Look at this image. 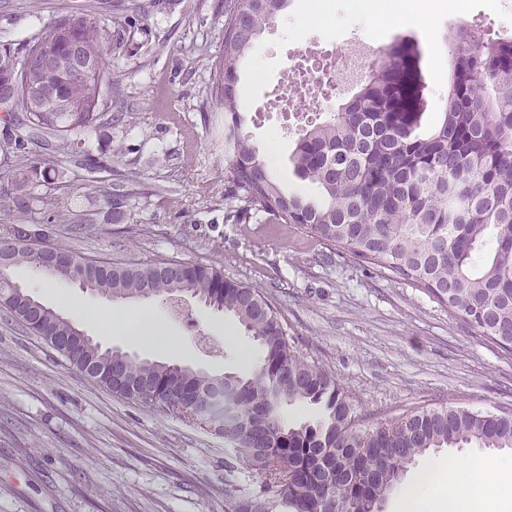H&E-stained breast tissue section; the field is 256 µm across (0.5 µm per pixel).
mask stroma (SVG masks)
<instances>
[{
    "label": "stroma",
    "mask_w": 512,
    "mask_h": 512,
    "mask_svg": "<svg viewBox=\"0 0 512 512\" xmlns=\"http://www.w3.org/2000/svg\"><path fill=\"white\" fill-rule=\"evenodd\" d=\"M116 0H0V44L21 48L36 22L92 11L111 19ZM127 11L126 45L106 53L122 79V119L81 135L86 177L110 186L116 175L140 181L142 195L115 219L102 198L78 196L96 222L82 234L58 224L38 236L42 247L121 262L166 260L220 268L225 279L259 290L278 312L296 353L334 376L358 412L381 420L445 403L474 411L512 405V358L479 337L425 289L392 277L341 249L328 248L295 224L254 211L236 218L224 186V112L212 99L211 63L224 49L230 0H148ZM478 24L487 39L512 37V12L470 0V13L441 9L431 27L405 15L368 28L357 0H288L240 66L246 135L268 170L293 193L315 196L297 178L291 155L306 125L321 122L356 95V87L323 92L302 73H344L357 42L384 50L412 43L426 87L421 132L439 125L459 28ZM265 69L255 74V58ZM293 104L296 117L284 114ZM194 147H187V139ZM14 281L59 308L66 294L98 310L112 300L58 281L45 285L27 266ZM178 340L156 349L119 335L85 332L102 347L167 361L213 375H250L241 354L258 347L235 319L196 299L188 307L217 356H205L195 333L165 302L143 300ZM236 337L224 338L225 328ZM224 438L188 419L119 398L69 369L60 355L0 308V512H230L233 497L265 477L234 465Z\"/></svg>",
    "instance_id": "35a3bbf8"
}]
</instances>
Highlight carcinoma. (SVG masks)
I'll list each match as a JSON object with an SVG mask.
<instances>
[{
	"label": "carcinoma",
	"instance_id": "carcinoma-1",
	"mask_svg": "<svg viewBox=\"0 0 512 512\" xmlns=\"http://www.w3.org/2000/svg\"><path fill=\"white\" fill-rule=\"evenodd\" d=\"M287 0H234L224 20V50L215 63L211 92L224 110V186L246 207L285 224H298L326 246L408 280L448 306L478 335L512 357V39L480 41L461 28L453 39L454 80L439 128L419 132L424 111L418 54L391 47L370 83L342 105V114L308 126L292 161L299 178L315 185L319 199L286 191L270 174L259 150L246 140L237 91L241 61L276 19ZM121 16L112 26L93 13L78 17L72 44L98 65L86 83L63 84L48 112H36L29 83L20 73L23 53L48 46L47 26L30 34L22 50L0 44V77L17 73L11 113L14 135L0 153L25 172L3 210L25 224L0 225V255L10 266L25 264L52 279L45 250L30 245L27 224H91L78 214L64 189L62 158L85 154L78 134L112 125L101 87L110 79L103 55L122 48ZM123 214L139 197V184L120 178L112 190L96 180L80 184ZM87 264L92 287L116 300H168L193 294L203 304L234 316L257 342L261 356L253 374L216 376L163 361L117 359L85 340L53 308L33 312L26 293L0 281V307L49 342L68 364L112 393L150 409L198 421L211 431L242 438L236 457L266 476L251 496L234 501L233 512H356L382 499L415 459L432 448L512 449V407L478 412L452 404L422 407L372 424L364 423L346 392L324 369L293 351L276 311L260 292L224 279L216 267L184 263ZM232 392L209 406L186 404L181 388L212 392L227 380ZM323 407L315 422L287 425L283 404Z\"/></svg>",
	"mask_w": 512,
	"mask_h": 512
}]
</instances>
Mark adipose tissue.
Here are the masks:
<instances>
[{
	"mask_svg": "<svg viewBox=\"0 0 512 512\" xmlns=\"http://www.w3.org/2000/svg\"><path fill=\"white\" fill-rule=\"evenodd\" d=\"M360 8L367 22L374 24L392 14H409L425 26L432 14L431 0H361ZM66 304L76 317L108 333L169 348L175 345L149 310L118 308L92 313L75 299H67ZM493 473L512 475V459L452 458L445 464L429 461L405 488L398 512H501L502 508L512 507V482L499 484L492 492L478 486L479 480Z\"/></svg>",
	"mask_w": 512,
	"mask_h": 512,
	"instance_id": "ef3b65f1",
	"label": "adipose tissue"
}]
</instances>
